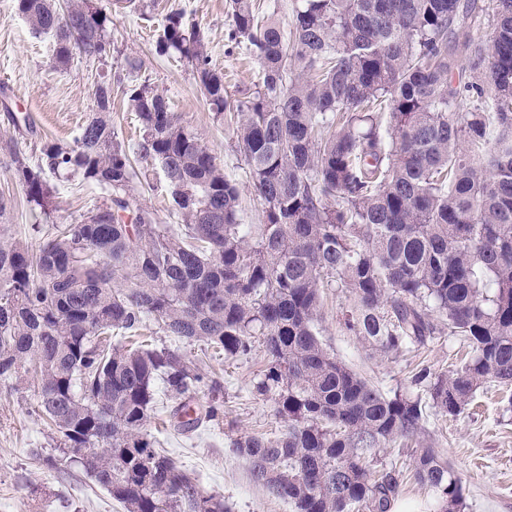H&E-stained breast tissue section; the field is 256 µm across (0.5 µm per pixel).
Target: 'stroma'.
<instances>
[{
  "label": "stroma",
  "instance_id": "stroma-1",
  "mask_svg": "<svg viewBox=\"0 0 512 512\" xmlns=\"http://www.w3.org/2000/svg\"><path fill=\"white\" fill-rule=\"evenodd\" d=\"M113 0H97L112 14V57L106 61L74 56L67 67L54 65L51 39L36 34L19 16L13 0H0V88L5 89L15 112L28 114L35 134L18 137V147L30 165L40 161L45 143L72 144L94 104V92L103 75L112 77V126L121 141L134 144L142 134L141 123L127 107L126 91L132 81L150 84L163 92L182 122L202 134L225 174L241 189L239 219L244 224L261 221L260 209L248 189V175L234 124L218 121L206 104L204 91L186 60L157 56L155 44L162 20L171 11L183 12L187 22L200 27L209 46L211 64L224 75V84L236 97L254 90L260 65L244 47L228 38L231 0H156L144 13L114 10ZM143 58L136 77L123 75L125 56ZM132 192L143 205L156 210L161 223L174 224L170 194L160 168L139 162ZM52 207L61 224H72L104 193L79 178H54ZM12 204L11 222L16 235H27L34 222L25 202V190L15 174L12 158L0 147V198ZM350 304L340 289H329L323 298L322 337L337 358L383 393L404 390L419 394L411 377L419 365L440 373L460 368L470 348L463 337L440 333L425 347L397 356H375L357 336L349 333L342 315ZM146 322L139 340L154 348L184 349L210 378L220 382L224 414L217 422L184 431L170 426L174 404L165 390H158L150 433L176 465L194 476L209 493L223 495L230 512H291L287 501L269 495L250 475L245 459L229 448L230 438L245 434H278L282 429L270 401L259 396L254 384L264 370L262 351L243 359H227L201 346H183L170 336L153 333ZM512 390L484 384L472 403L456 416L427 408L425 443L438 448L461 480L465 512H512ZM33 381L19 384L0 381V512H122L119 504L87 475L81 466L60 458L55 467L43 459L57 455V441L36 412Z\"/></svg>",
  "mask_w": 512,
  "mask_h": 512
}]
</instances>
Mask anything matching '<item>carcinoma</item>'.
I'll return each instance as SVG.
<instances>
[{
    "label": "carcinoma",
    "instance_id": "1",
    "mask_svg": "<svg viewBox=\"0 0 512 512\" xmlns=\"http://www.w3.org/2000/svg\"><path fill=\"white\" fill-rule=\"evenodd\" d=\"M299 2L285 31L255 0H233L231 38L261 68L241 99L182 13L166 14L155 45L191 63L216 120H235L259 224L239 222L237 183L148 84L127 98L143 126L132 149L112 129L110 78L74 143L46 144L37 167L9 141L45 220L48 173L109 198L36 247L12 233L0 199V380L38 365L39 417L125 512H227L145 429L159 381L180 427L220 412L189 405L217 383L186 354L112 340L148 319L227 359L261 346L255 390L284 429L230 445L291 512H392L404 474L374 470L372 452L401 440L417 442L412 478L433 512H465L460 479L420 442L425 407L456 416L482 385L512 386V0ZM14 7L52 37L58 66L111 55L112 17L95 0ZM481 24L487 39L474 34ZM134 155L160 164L183 223H161L129 194ZM329 288L346 291L344 326L374 354L424 345L438 317L472 357L449 372L418 369L425 401L385 394L323 342Z\"/></svg>",
    "mask_w": 512,
    "mask_h": 512
}]
</instances>
